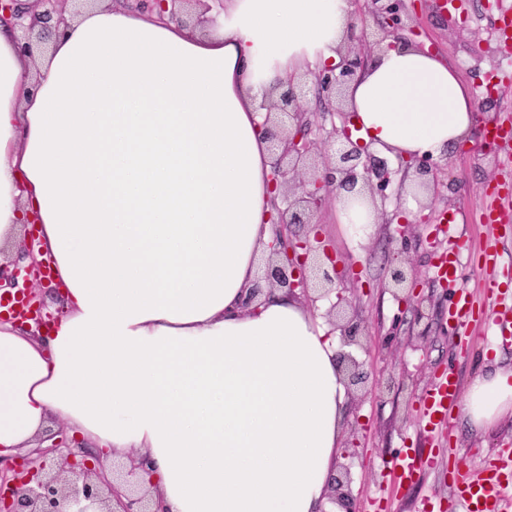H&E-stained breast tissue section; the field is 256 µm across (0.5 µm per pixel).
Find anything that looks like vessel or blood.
Instances as JSON below:
<instances>
[{"mask_svg": "<svg viewBox=\"0 0 512 512\" xmlns=\"http://www.w3.org/2000/svg\"><path fill=\"white\" fill-rule=\"evenodd\" d=\"M487 135L494 144L512 145V116L492 121ZM487 203L480 219L485 224H507L512 222V177L503 176L486 192ZM478 264L485 273L481 282L485 299H498L500 289L495 270L498 254L493 247H484ZM483 308L469 293H461L450 317L457 323L467 325L478 321ZM459 384L454 377L443 378L423 399L425 426L431 435L437 436L449 430L448 409L459 397ZM448 479L453 489V504L461 512H512V451L503 452L487 462L479 477H471L458 470H450Z\"/></svg>", "mask_w": 512, "mask_h": 512, "instance_id": "obj_1", "label": "vessel or blood"}]
</instances>
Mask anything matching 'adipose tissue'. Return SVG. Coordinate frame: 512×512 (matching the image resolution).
Masks as SVG:
<instances>
[{
  "label": "adipose tissue",
  "mask_w": 512,
  "mask_h": 512,
  "mask_svg": "<svg viewBox=\"0 0 512 512\" xmlns=\"http://www.w3.org/2000/svg\"><path fill=\"white\" fill-rule=\"evenodd\" d=\"M205 31L95 0L28 57L0 23V246L21 225L70 309L45 340L0 322V447L55 421L150 462L166 512H326L347 390L336 337L284 290L241 301L270 255L273 156L263 102L340 61L351 0H224ZM350 125L389 156L467 139L469 88L411 45L374 51L346 90ZM366 237L374 203L339 190ZM463 418L512 419V366L486 361Z\"/></svg>",
  "instance_id": "adipose-tissue-1"
}]
</instances>
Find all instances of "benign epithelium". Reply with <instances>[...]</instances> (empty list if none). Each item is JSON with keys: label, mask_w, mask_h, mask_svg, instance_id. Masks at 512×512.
<instances>
[{"label": "benign epithelium", "mask_w": 512, "mask_h": 512, "mask_svg": "<svg viewBox=\"0 0 512 512\" xmlns=\"http://www.w3.org/2000/svg\"><path fill=\"white\" fill-rule=\"evenodd\" d=\"M22 0H0V20H15L21 30V49L32 54L46 46L52 24L66 21L69 0H31L29 7ZM143 10L168 15L182 23H190V6L201 0H133ZM371 15L377 25L378 38L371 44L361 43L352 23L339 64L306 72V77L289 81L278 96H269L265 104L263 128L274 157L273 179L282 195L283 207L277 208L274 222L275 240L279 249L268 262L264 281L269 290L286 288L299 292L308 306L336 290V258L329 255V246L311 232L298 233L297 225L308 226L311 216L337 189L347 187L375 195L389 184V172L384 161L375 158L367 148L351 139L347 126H332L323 142L321 162L312 159L317 144L309 138L312 127L318 125L305 102L304 86L313 83L318 98L339 101L338 114L345 113L344 96L347 85L363 69L370 52L388 39L392 44L414 43L404 34L405 0H371ZM35 239L26 245L28 264L10 267L0 262V289L6 295H19L30 307H41L40 296L50 281V264L34 256ZM417 278L413 271L401 266L390 275L395 299L413 304L419 318L425 317L423 299L414 295ZM328 314L334 317L333 330L340 336V372L347 387L364 379L363 362L355 351L362 349L370 336L362 320L348 316L340 304H331ZM54 443L32 450L21 465L13 464L8 472L0 471V512H164L161 501L153 498L142 483L140 472L147 462L129 460L124 470L106 473L88 466L89 458L78 455L67 446L63 433L50 434ZM354 474L348 463H340L328 486V502L339 512H356L352 484ZM68 505L70 510L63 509Z\"/></svg>", "instance_id": "7a95c632"}]
</instances>
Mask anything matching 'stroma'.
<instances>
[{"label": "stroma", "instance_id": "obj_1", "mask_svg": "<svg viewBox=\"0 0 512 512\" xmlns=\"http://www.w3.org/2000/svg\"><path fill=\"white\" fill-rule=\"evenodd\" d=\"M483 0H465L459 10L442 11L437 0H410L408 15L415 39L453 65L472 93L475 103L491 100L487 118L512 114V77L494 92H486V76L495 69L512 73V58L503 59L496 48L497 10L488 11ZM504 153L484 152L473 146L450 150L448 170L438 189L429 190L407 244L393 237L396 216L403 209L407 172L396 159L385 196L378 201V222L363 242H355L337 224L332 206H325L316 221L336 252L344 296L367 324L371 337L358 357L365 379L352 387L343 431L345 445L354 451L356 476L353 492L357 512H367L370 500L382 501L386 512H423L424 502L450 505L452 489L448 468L455 465L479 475L483 465L500 452L512 449V420L491 434L471 431L460 414H452V433L432 449L423 425L420 401L444 375L468 385L483 369V353L496 346L504 363H512V336L502 337L497 325L499 308L488 302L478 322L457 327L448 311L461 291L481 298L483 276L476 266L479 251L494 244L504 266L512 267V226L485 225L479 215L488 185L501 177ZM458 244L460 276L446 283L435 273L438 256ZM409 264L431 317L418 321L409 305L397 302L387 288L389 269ZM405 375L403 386L380 392L376 382L389 374ZM421 465L411 482L398 485L392 468L405 455Z\"/></svg>", "mask_w": 512, "mask_h": 512}]
</instances>
